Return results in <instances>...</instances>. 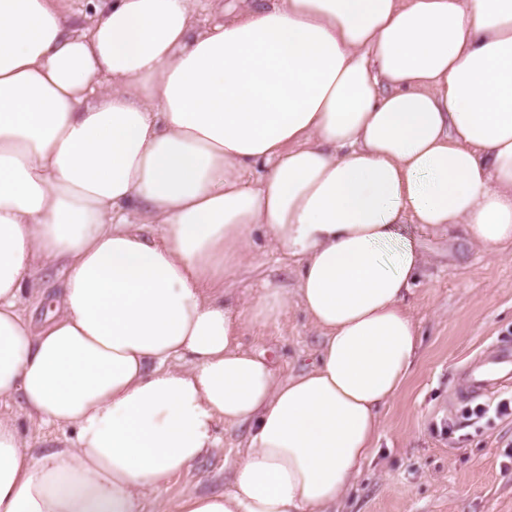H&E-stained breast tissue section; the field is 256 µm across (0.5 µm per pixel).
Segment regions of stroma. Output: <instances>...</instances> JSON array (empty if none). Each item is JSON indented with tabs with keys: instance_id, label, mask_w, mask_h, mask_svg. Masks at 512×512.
<instances>
[{
	"instance_id": "obj_1",
	"label": "stroma",
	"mask_w": 512,
	"mask_h": 512,
	"mask_svg": "<svg viewBox=\"0 0 512 512\" xmlns=\"http://www.w3.org/2000/svg\"><path fill=\"white\" fill-rule=\"evenodd\" d=\"M404 240L427 264L410 297L422 347L415 372L382 411L378 453L367 461L336 512H512V415L476 425L456 402L459 369L500 337H512V248L497 254L461 231L404 225ZM226 286L251 302L270 288H294L296 265L255 238ZM246 349L265 352L278 375L308 367L321 333L290 303L277 319L247 326ZM246 428L225 433L222 448L171 484V496L226 487Z\"/></svg>"
}]
</instances>
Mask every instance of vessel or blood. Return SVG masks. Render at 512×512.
I'll return each instance as SVG.
<instances>
[{
    "label": "vessel or blood",
    "mask_w": 512,
    "mask_h": 512,
    "mask_svg": "<svg viewBox=\"0 0 512 512\" xmlns=\"http://www.w3.org/2000/svg\"><path fill=\"white\" fill-rule=\"evenodd\" d=\"M465 402L492 396L512 387V340L501 339L486 353L470 359L462 369Z\"/></svg>",
    "instance_id": "vessel-or-blood-1"
}]
</instances>
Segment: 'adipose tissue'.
I'll list each match as a JSON object with an SVG mask.
<instances>
[{
	"label": "adipose tissue",
	"instance_id": "obj_1",
	"mask_svg": "<svg viewBox=\"0 0 512 512\" xmlns=\"http://www.w3.org/2000/svg\"><path fill=\"white\" fill-rule=\"evenodd\" d=\"M199 2L0 0V512H332L421 349L424 258L381 247L512 248V0ZM258 230L296 290L239 304ZM293 297L323 342L280 378L241 330ZM242 426L230 488L166 497ZM13 411L17 417L18 425L23 434L30 436L32 439L40 443V447H57L56 439L60 437V433L53 432L49 429L39 428L36 423L32 422L22 411L13 405ZM44 444V446L42 445Z\"/></svg>",
	"mask_w": 512,
	"mask_h": 512
}]
</instances>
